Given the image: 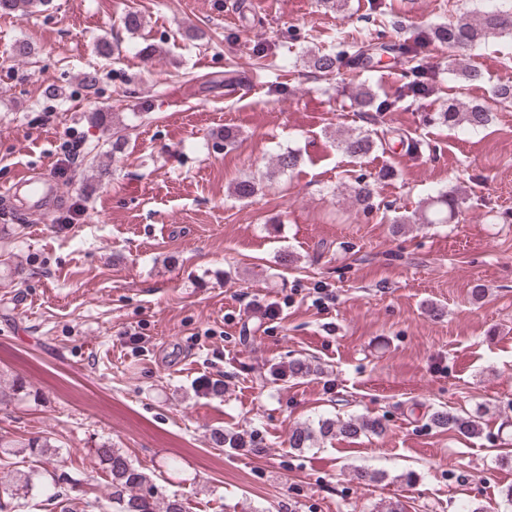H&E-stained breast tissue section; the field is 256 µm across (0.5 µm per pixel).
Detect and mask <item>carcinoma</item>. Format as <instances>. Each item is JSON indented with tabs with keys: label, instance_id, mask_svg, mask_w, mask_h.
<instances>
[{
	"label": "carcinoma",
	"instance_id": "cac0c4a2",
	"mask_svg": "<svg viewBox=\"0 0 512 512\" xmlns=\"http://www.w3.org/2000/svg\"><path fill=\"white\" fill-rule=\"evenodd\" d=\"M41 5V0H0V11L3 13L18 12L26 15ZM490 38H509L512 40V0H485L480 8L463 9L444 25L430 29L427 36L417 39L411 44L379 43L375 40H362L350 45L353 63H378L384 54H391L401 64L408 81L404 84L403 95L394 100L381 99L369 87L359 84L355 86L354 102L358 109L369 114L375 122L384 112H393L399 103L406 98L412 100L430 98L439 92L436 72L421 57L422 48L431 40L448 45L454 49V55L448 57V73L466 83H477L483 80L480 70L468 62L467 51L480 46ZM339 54L333 51H321L313 55L310 65L321 77H332L339 74ZM495 98L505 107L512 106V75H506L495 87ZM438 123L451 127H463L477 131L484 128L491 120L487 108L464 99H454L448 106L435 114ZM386 137L374 138L370 131L347 132L337 139L338 149L348 157L362 158L370 153L377 143L385 142ZM300 157L288 150L276 154L272 158V166L279 172L296 169ZM351 197L364 210L374 207V188L366 181H358L352 187ZM430 205L437 207V220L443 222L455 217L459 206V197L452 191H440L430 198ZM288 377L305 378L313 374L315 369L309 360L296 358L288 362ZM430 420L439 428L457 431L461 434L475 436L481 433V411L462 416L449 411H436ZM384 430L381 420L366 417L350 416L341 418H321L317 425L303 424L295 427L288 437L291 448H311L318 440L327 437H343L357 439L364 435H380ZM213 439L218 444L230 448H243L247 444L245 436L239 432H215ZM22 452L36 457L43 465V470L58 468V452L47 436L31 439L20 444ZM95 454L104 465L107 476V495L88 503V506L99 512H186L183 499L174 494L162 493L156 484L153 473L136 466L120 448L104 443L95 449ZM38 470L32 466L16 469L10 480L0 485V491L8 498L19 502L27 500L37 488Z\"/></svg>",
	"mask_w": 512,
	"mask_h": 512
}]
</instances>
